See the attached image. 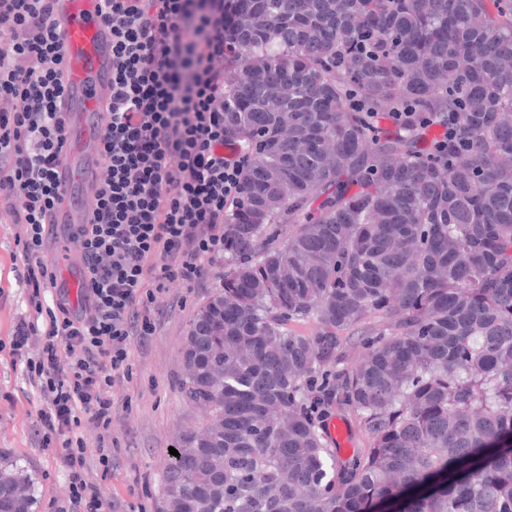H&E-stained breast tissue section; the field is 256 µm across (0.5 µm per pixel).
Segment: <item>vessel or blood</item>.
Masks as SVG:
<instances>
[{"label": "vessel or blood", "instance_id": "1", "mask_svg": "<svg viewBox=\"0 0 512 512\" xmlns=\"http://www.w3.org/2000/svg\"><path fill=\"white\" fill-rule=\"evenodd\" d=\"M60 2L69 88L64 110L66 153L56 168L61 198L53 212L51 256L58 285L65 288V299L75 308L85 286V266L70 251L69 238L84 223L86 208L94 195L101 165L97 151L98 117L103 85L112 72V56L97 12L99 0ZM326 437L330 447L340 453L352 452L353 441L341 418L334 416L328 420Z\"/></svg>", "mask_w": 512, "mask_h": 512}]
</instances>
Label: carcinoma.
<instances>
[{"mask_svg": "<svg viewBox=\"0 0 512 512\" xmlns=\"http://www.w3.org/2000/svg\"><path fill=\"white\" fill-rule=\"evenodd\" d=\"M230 2L251 158L160 512H512V0ZM326 437L329 446L338 448L340 457L353 451V441L349 434L347 424L341 419L333 415L326 424Z\"/></svg>", "mask_w": 512, "mask_h": 512, "instance_id": "cac0c4a2", "label": "carcinoma"}]
</instances>
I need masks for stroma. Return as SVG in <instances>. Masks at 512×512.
I'll list each match as a JSON object with an SVG mask.
<instances>
[{"instance_id":"stroma-1","label":"stroma","mask_w":512,"mask_h":512,"mask_svg":"<svg viewBox=\"0 0 512 512\" xmlns=\"http://www.w3.org/2000/svg\"><path fill=\"white\" fill-rule=\"evenodd\" d=\"M19 245L11 225H0V455L33 476L36 512H53L66 480L60 440H45L37 423L38 397L11 354L15 325L33 310L11 267ZM223 273L215 265L210 277L191 289L175 288L156 306L153 335L135 339L133 374L115 392L120 419L112 427L109 466L98 461V450L87 446L92 474L111 512H156L165 493L164 459L181 431L201 423L203 415L185 404L180 392L181 349L196 310L215 293Z\"/></svg>"}]
</instances>
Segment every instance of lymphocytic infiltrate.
<instances>
[{
    "label": "lymphocytic infiltrate",
    "instance_id": "lymphocytic-infiltrate-1",
    "mask_svg": "<svg viewBox=\"0 0 512 512\" xmlns=\"http://www.w3.org/2000/svg\"><path fill=\"white\" fill-rule=\"evenodd\" d=\"M55 2L0 0V221L16 228L12 269L37 314L15 326L11 345L40 397L41 429L65 450L56 512H103L85 437L111 447L114 393L132 376L135 338L155 330L153 305L172 285H200L223 259L250 153L224 133V64L234 57L224 0H101L112 45L103 164L89 221L71 240L86 288L80 310L54 301L46 246L66 78Z\"/></svg>",
    "mask_w": 512,
    "mask_h": 512
}]
</instances>
